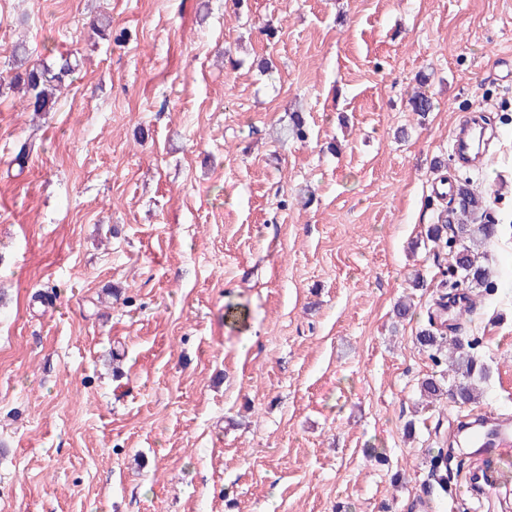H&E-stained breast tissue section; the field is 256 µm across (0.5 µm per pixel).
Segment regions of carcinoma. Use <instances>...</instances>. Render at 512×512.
<instances>
[{
	"label": "carcinoma",
	"instance_id": "1",
	"mask_svg": "<svg viewBox=\"0 0 512 512\" xmlns=\"http://www.w3.org/2000/svg\"><path fill=\"white\" fill-rule=\"evenodd\" d=\"M15 66L11 67L9 77L0 76V86L7 84L12 89L23 93L28 106L34 112H51L58 102V93L76 68L70 60L54 66L41 60H32L24 53H13ZM411 111L426 114L434 109L431 96L423 91H416L409 98ZM306 136L305 121L301 114L291 115L287 125L277 132V140L285 143L290 139H303ZM453 207L440 210L434 223L426 230L428 240L438 245L452 241L454 249V267L460 277L479 288L490 291L496 288L490 270L479 262L480 248L492 243L498 236V224L490 217L488 196L475 192L469 182L457 184L456 191L450 195ZM419 347L446 352L448 360V387H443L440 380L428 377L421 382L423 396L437 400L444 395L456 397L463 404H470L478 399V383L485 379V367L478 363L470 353V344L457 337L447 341L443 333L435 327L434 316H429L428 325L416 336ZM431 465L438 471L437 483L442 492L448 491L445 471L448 468V450L440 448L432 457Z\"/></svg>",
	"mask_w": 512,
	"mask_h": 512
}]
</instances>
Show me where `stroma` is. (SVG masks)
I'll return each instance as SVG.
<instances>
[{
    "label": "stroma",
    "mask_w": 512,
    "mask_h": 512,
    "mask_svg": "<svg viewBox=\"0 0 512 512\" xmlns=\"http://www.w3.org/2000/svg\"><path fill=\"white\" fill-rule=\"evenodd\" d=\"M19 43L80 65L54 111L0 92V512H512L448 440L512 419V0H0V72ZM441 175L501 226L497 291L447 324L487 371L470 405L419 393L447 371L415 341ZM447 446L471 469L444 497Z\"/></svg>",
    "instance_id": "obj_1"
}]
</instances>
